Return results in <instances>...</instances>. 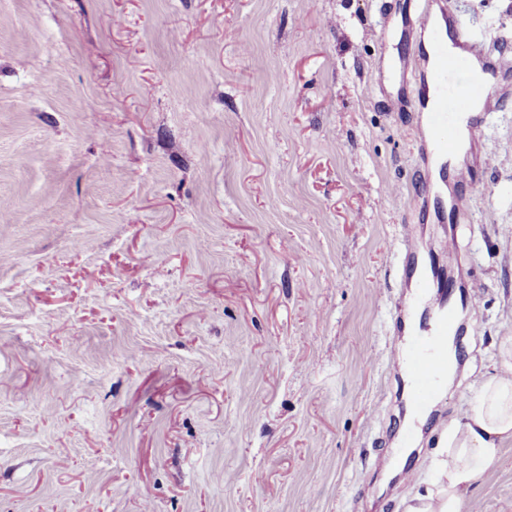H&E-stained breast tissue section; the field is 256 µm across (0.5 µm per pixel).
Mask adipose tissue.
I'll return each instance as SVG.
<instances>
[{
  "mask_svg": "<svg viewBox=\"0 0 512 512\" xmlns=\"http://www.w3.org/2000/svg\"><path fill=\"white\" fill-rule=\"evenodd\" d=\"M512 442V336L501 337L494 374L477 381L462 414L448 426V442L432 467L436 477L414 492L404 512H473L469 491Z\"/></svg>",
  "mask_w": 512,
  "mask_h": 512,
  "instance_id": "1",
  "label": "adipose tissue"
}]
</instances>
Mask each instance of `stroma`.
<instances>
[{
  "mask_svg": "<svg viewBox=\"0 0 512 512\" xmlns=\"http://www.w3.org/2000/svg\"><path fill=\"white\" fill-rule=\"evenodd\" d=\"M450 6L512 62V0ZM408 7L0 0V512H403L431 480L512 332V102L484 194L450 189L464 365L410 425ZM472 494L512 512V444Z\"/></svg>",
  "mask_w": 512,
  "mask_h": 512,
  "instance_id": "35a3bbf8",
  "label": "stroma"
}]
</instances>
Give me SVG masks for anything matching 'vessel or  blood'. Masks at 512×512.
Here are the masks:
<instances>
[{
	"instance_id": "b4317fda",
	"label": "vessel or blood",
	"mask_w": 512,
	"mask_h": 512,
	"mask_svg": "<svg viewBox=\"0 0 512 512\" xmlns=\"http://www.w3.org/2000/svg\"><path fill=\"white\" fill-rule=\"evenodd\" d=\"M412 22L428 37L416 45L419 58L431 66L415 86L418 110L428 122L417 130L420 141L432 146L436 158L445 160L457 151L459 130L467 128L470 140H482L492 112L500 99L490 96L489 85L507 77L495 50L478 39L455 13L424 5L413 11ZM457 325V310L445 306L431 333L409 331L401 367L406 376V399L418 411L426 410L448 372V332Z\"/></svg>"
}]
</instances>
